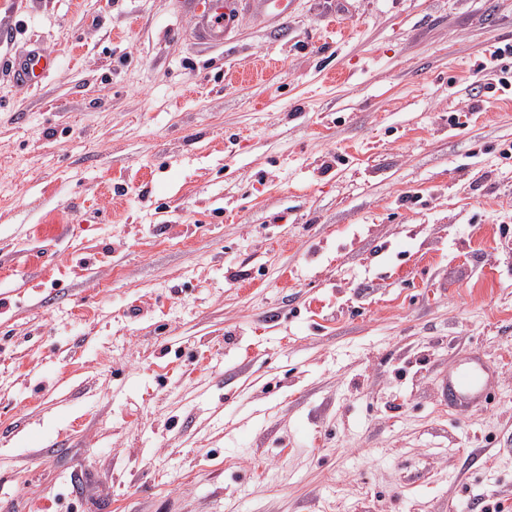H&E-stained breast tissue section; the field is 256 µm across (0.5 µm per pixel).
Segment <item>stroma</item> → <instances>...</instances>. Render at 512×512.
I'll list each match as a JSON object with an SVG mask.
<instances>
[{
  "label": "stroma",
  "instance_id": "35a3bbf8",
  "mask_svg": "<svg viewBox=\"0 0 512 512\" xmlns=\"http://www.w3.org/2000/svg\"><path fill=\"white\" fill-rule=\"evenodd\" d=\"M506 46L512 0L220 45L189 0H0V512L512 510ZM58 66V59L38 48L27 51L11 63V71L18 83L32 85L41 82ZM489 390V375L479 358L471 354L448 368L443 377L442 400L451 409H465L484 403Z\"/></svg>",
  "mask_w": 512,
  "mask_h": 512
}]
</instances>
